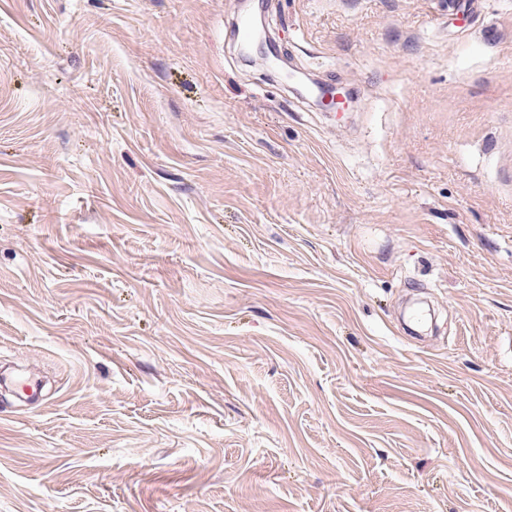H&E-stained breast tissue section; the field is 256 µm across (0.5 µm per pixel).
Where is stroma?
<instances>
[{"mask_svg":"<svg viewBox=\"0 0 512 512\" xmlns=\"http://www.w3.org/2000/svg\"><path fill=\"white\" fill-rule=\"evenodd\" d=\"M3 367L0 512H512V0H0Z\"/></svg>","mask_w":512,"mask_h":512,"instance_id":"35a3bbf8","label":"stroma"}]
</instances>
